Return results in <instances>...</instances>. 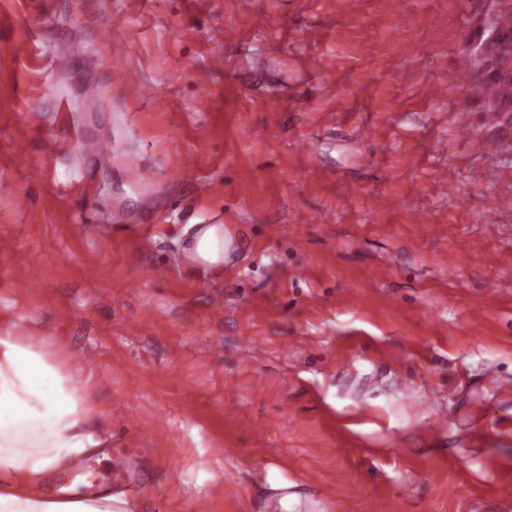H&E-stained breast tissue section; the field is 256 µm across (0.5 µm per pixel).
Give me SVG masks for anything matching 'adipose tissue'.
I'll return each instance as SVG.
<instances>
[{
	"label": "adipose tissue",
	"instance_id": "1",
	"mask_svg": "<svg viewBox=\"0 0 512 512\" xmlns=\"http://www.w3.org/2000/svg\"><path fill=\"white\" fill-rule=\"evenodd\" d=\"M48 336L0 329V512H131L123 494L53 501L38 485L109 446L89 395L92 372L58 358Z\"/></svg>",
	"mask_w": 512,
	"mask_h": 512
}]
</instances>
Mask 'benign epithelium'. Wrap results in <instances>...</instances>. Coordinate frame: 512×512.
Returning a JSON list of instances; mask_svg holds the SVG:
<instances>
[{
	"label": "benign epithelium",
	"mask_w": 512,
	"mask_h": 512,
	"mask_svg": "<svg viewBox=\"0 0 512 512\" xmlns=\"http://www.w3.org/2000/svg\"><path fill=\"white\" fill-rule=\"evenodd\" d=\"M492 9L483 18L480 35L470 44L474 58V85L472 95L476 96L485 107H493L499 112L509 113L512 119V108L508 103V90L502 89L496 96L489 95L487 80L489 75L507 66H512V51L509 50L508 39L500 33L498 17L512 13V0H491Z\"/></svg>",
	"instance_id": "benign-epithelium-1"
}]
</instances>
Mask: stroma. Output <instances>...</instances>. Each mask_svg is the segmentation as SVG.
<instances>
[{"label": "stroma", "mask_w": 512, "mask_h": 512, "mask_svg": "<svg viewBox=\"0 0 512 512\" xmlns=\"http://www.w3.org/2000/svg\"><path fill=\"white\" fill-rule=\"evenodd\" d=\"M489 3L0 0V328L97 360L135 512L512 504V162L457 80ZM217 225L218 224H214L208 229L206 234L201 236L199 241L195 243L191 251L193 255L197 256L202 261L209 263L224 261V230H226V228L224 226L222 232L221 228ZM218 235H221L223 238V247L221 250H219L221 240Z\"/></svg>", "instance_id": "35a3bbf8"}]
</instances>
